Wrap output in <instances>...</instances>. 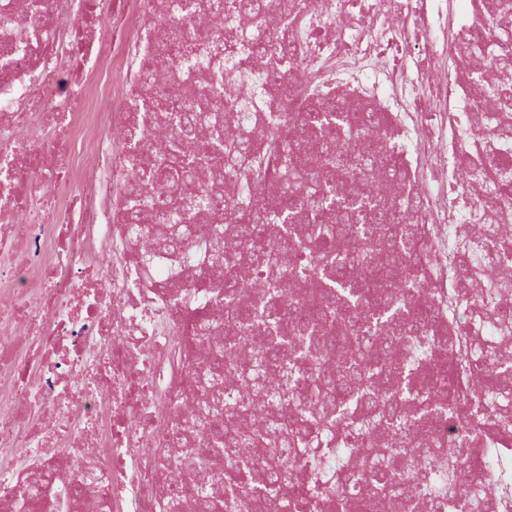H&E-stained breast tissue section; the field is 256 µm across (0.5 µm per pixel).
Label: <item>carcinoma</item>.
<instances>
[{
	"label": "carcinoma",
	"mask_w": 512,
	"mask_h": 512,
	"mask_svg": "<svg viewBox=\"0 0 512 512\" xmlns=\"http://www.w3.org/2000/svg\"><path fill=\"white\" fill-rule=\"evenodd\" d=\"M186 15H206L205 25L221 30L224 17L243 26L236 39L224 37V52L248 51L256 70L242 75L250 84L269 76L285 90L279 101L286 125L268 126L253 138L257 114L245 118L226 112L224 83L206 77L207 62L192 54L179 33L154 22V66L144 72L142 111L159 112L171 134L142 149L133 143L135 178L127 192L140 197L145 187L165 192L170 210L163 220L194 223L195 215L179 202L182 188L198 172L204 195L223 187L224 208L211 212L219 225L213 250L224 262V420L209 424L210 441L233 454L224 468V498H206L186 488L180 498L202 499L209 512H234L235 499L252 497L253 508L273 498L291 512H390L408 499L393 491L402 455L431 462L430 476H414L415 492L453 503L469 459L466 442L445 460L432 447L419 448L406 438L410 419L419 421L443 407L441 391L458 376L453 366L434 360L441 330H419L414 322L426 296L407 306L403 294L419 290L416 264L407 257L425 245L418 225L393 208L404 174L388 151L373 150L374 131L363 126L366 103L347 106L330 96L296 104L288 78L296 71L302 26V0H179ZM473 36L466 47L477 78L493 61L512 69V34L508 22L487 6H477ZM471 125L484 143L494 145L512 134V82L483 83V96L472 108ZM470 183L497 184L509 196L505 180L494 175L473 153L464 158ZM275 181L286 188L265 198L247 193V185ZM144 200L126 208L128 224H142ZM293 235L306 255L300 270L277 263L282 240ZM508 237L488 238L478 247L468 235L456 245L464 255L457 303L468 308L483 300L473 291L480 280L507 282L512 272L483 268L485 249L503 248ZM268 256L267 276L258 288H237L243 255ZM297 290L300 319L280 310L289 289ZM266 332L265 353L248 361L237 349ZM472 367L468 393L482 408V422L512 434V412L500 400L512 383V351L507 349ZM261 395L268 407L264 423L249 418L245 392ZM498 490L477 482L471 497L488 503Z\"/></svg>",
	"instance_id": "carcinoma-1"
}]
</instances>
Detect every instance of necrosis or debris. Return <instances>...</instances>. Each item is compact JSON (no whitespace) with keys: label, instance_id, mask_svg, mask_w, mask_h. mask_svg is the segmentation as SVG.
<instances>
[{"label":"necrosis or debris","instance_id":"necrosis-or-debris-1","mask_svg":"<svg viewBox=\"0 0 512 512\" xmlns=\"http://www.w3.org/2000/svg\"><path fill=\"white\" fill-rule=\"evenodd\" d=\"M168 0H93L110 28L90 34L84 0H0V512H159L177 481L224 494V449L203 445L211 477L180 470L177 411L193 410L211 343L224 340L212 282L209 213L177 244L137 236L122 217L132 178L125 132L143 95L155 7L193 36L197 19ZM300 94L345 92L378 106L384 148L402 161L404 193L425 234L423 283L454 358L472 336L496 343L501 324H475L456 304L455 238L500 208L496 189L468 186L463 150L512 170V141L484 146L468 126L472 89L452 78L473 0H305ZM246 111L276 117L237 83L222 33L202 49ZM153 256L142 266L143 253ZM476 432L472 476L512 489V436L448 407L421 439L444 447Z\"/></svg>","mask_w":512,"mask_h":512}]
</instances>
